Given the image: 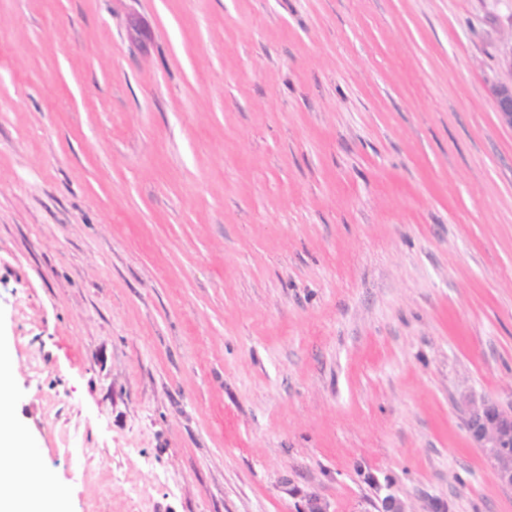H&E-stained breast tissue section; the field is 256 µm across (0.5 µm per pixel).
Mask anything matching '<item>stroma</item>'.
<instances>
[{
  "label": "stroma",
  "mask_w": 512,
  "mask_h": 512,
  "mask_svg": "<svg viewBox=\"0 0 512 512\" xmlns=\"http://www.w3.org/2000/svg\"><path fill=\"white\" fill-rule=\"evenodd\" d=\"M511 51L512 0H0V350L62 512H512L462 413L512 404ZM495 112L500 122L512 128V81L500 83L493 88Z\"/></svg>",
  "instance_id": "obj_1"
}]
</instances>
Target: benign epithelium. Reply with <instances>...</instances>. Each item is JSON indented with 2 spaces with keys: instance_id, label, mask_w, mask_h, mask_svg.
<instances>
[{
  "instance_id": "7a95c632",
  "label": "benign epithelium",
  "mask_w": 512,
  "mask_h": 512,
  "mask_svg": "<svg viewBox=\"0 0 512 512\" xmlns=\"http://www.w3.org/2000/svg\"><path fill=\"white\" fill-rule=\"evenodd\" d=\"M493 96L500 122L512 128V82L496 85ZM463 415L471 442L488 458L499 484L512 489V407L471 395L463 402Z\"/></svg>"
}]
</instances>
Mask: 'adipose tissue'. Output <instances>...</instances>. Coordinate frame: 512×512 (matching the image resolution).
Segmentation results:
<instances>
[{
  "instance_id": "ef3b65f1",
  "label": "adipose tissue",
  "mask_w": 512,
  "mask_h": 512,
  "mask_svg": "<svg viewBox=\"0 0 512 512\" xmlns=\"http://www.w3.org/2000/svg\"><path fill=\"white\" fill-rule=\"evenodd\" d=\"M36 461L35 451L26 450L21 462H0V512H57L55 501L40 492L50 479Z\"/></svg>"
}]
</instances>
